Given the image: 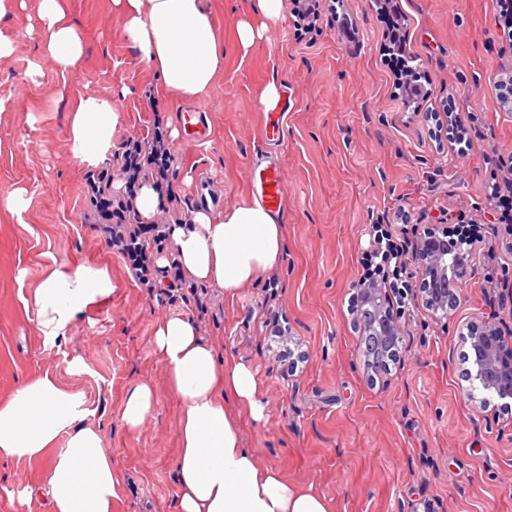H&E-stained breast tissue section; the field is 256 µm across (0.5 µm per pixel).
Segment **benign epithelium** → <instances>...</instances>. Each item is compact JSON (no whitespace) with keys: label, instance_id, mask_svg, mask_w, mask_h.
Listing matches in <instances>:
<instances>
[{"label":"benign epithelium","instance_id":"7a95c632","mask_svg":"<svg viewBox=\"0 0 512 512\" xmlns=\"http://www.w3.org/2000/svg\"><path fill=\"white\" fill-rule=\"evenodd\" d=\"M389 233L382 225L373 224L370 230L369 252L381 256L386 264L393 265V272L400 277L407 272V266L415 262L424 271L423 288L419 289L422 302L432 310L439 321H448L450 311L458 299L457 279L448 276V263L459 261L470 264L481 251V242L460 237L447 241V231L424 226L416 250L391 251L383 248V240ZM352 314L361 332L371 331L383 340L389 341V363L401 361V343L405 335L403 327L389 312V299L385 286L377 283L359 282L355 286ZM473 357L469 360L471 381L474 385L467 390V396L475 398L476 387L488 392H499L512 387V366H504L501 355L502 335L495 329L477 330L467 328Z\"/></svg>","mask_w":512,"mask_h":512}]
</instances>
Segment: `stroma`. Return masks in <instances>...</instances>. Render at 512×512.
Instances as JSON below:
<instances>
[{
	"label": "stroma",
	"mask_w": 512,
	"mask_h": 512,
	"mask_svg": "<svg viewBox=\"0 0 512 512\" xmlns=\"http://www.w3.org/2000/svg\"><path fill=\"white\" fill-rule=\"evenodd\" d=\"M252 0H206L224 42V70L197 103L174 100L141 62L112 0H61L84 45L76 68L59 74L27 33L38 0L25 14L0 19L13 51L0 59V402L43 374L86 396L90 424L120 474L112 512H177L176 469L181 403L155 356L161 320L191 317L219 359L248 365L263 391L255 420L232 397L244 447L261 467L313 488L332 512H512V398L467 400L462 377L465 325L493 319L512 333V288L501 284L512 251L490 193L512 195V110L494 87L512 73V42L498 0H392L409 60L430 92L406 104L384 56L388 42L379 0H319L315 29L303 30L297 0H284L269 39L249 51L235 25L253 17ZM41 75L30 79L31 63ZM288 98L287 112L261 103L268 84ZM112 100L121 121L108 157L94 166L72 153L69 124L78 97ZM202 113L187 124L186 113ZM283 120L278 141L266 125ZM465 132L449 136V124ZM165 134L167 179L155 190L152 224L188 222L199 209V181L217 208L254 200L250 170L258 155L281 170L278 212L285 226L279 261L235 297L195 283L170 291L172 239L147 240L156 286L139 287L92 217L91 176L104 194L128 203L136 228L140 191L118 163L128 138ZM23 189L19 211L7 209ZM388 225L393 248L413 250L418 228L475 225L485 247L447 322L414 291L423 271L410 265V294H391L407 335L401 362L372 376L350 312L354 287L368 273L367 225ZM101 264L112 273L111 300L80 314L65 336L43 343L29 304L50 269ZM288 328L303 357L284 360L273 327ZM149 383L155 408L136 429L121 412L138 383ZM44 465L0 457V512H46Z\"/></svg>",
	"instance_id": "obj_1"
}]
</instances>
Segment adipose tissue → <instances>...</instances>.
I'll return each instance as SVG.
<instances>
[{"instance_id":"adipose-tissue-1","label":"adipose tissue","mask_w":512,"mask_h":512,"mask_svg":"<svg viewBox=\"0 0 512 512\" xmlns=\"http://www.w3.org/2000/svg\"><path fill=\"white\" fill-rule=\"evenodd\" d=\"M283 0H257L259 23L236 25L242 50L267 39ZM127 38L141 60L177 98L203 99L224 68V45L203 0H112ZM43 53L60 71L81 61L83 44L60 0H40L37 13ZM121 114L111 100L77 99L69 127L74 156L98 164L112 149ZM191 226H176V259L194 280L235 295L275 265L284 246L279 217L259 201L221 211H194ZM108 269L80 266L49 271L34 289L36 330L45 343L63 336L79 314L111 297ZM152 347L182 405L176 472L177 512H330L328 500L262 468L242 445L238 421L225 396L262 419L260 383L244 363L219 361L194 321L175 315L158 322ZM83 393L45 374L0 403V457L39 461L46 467L49 512H112L120 476L101 432L86 422Z\"/></svg>"}]
</instances>
